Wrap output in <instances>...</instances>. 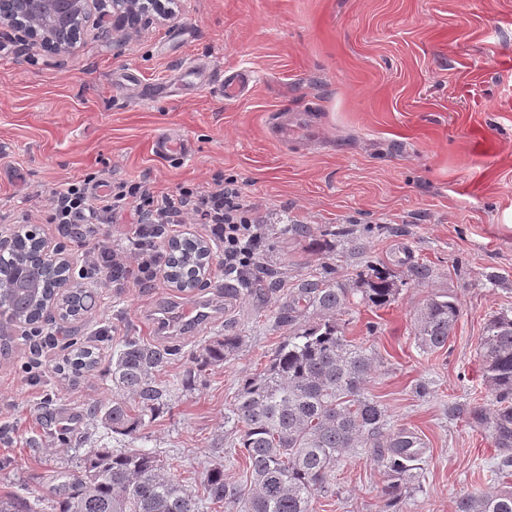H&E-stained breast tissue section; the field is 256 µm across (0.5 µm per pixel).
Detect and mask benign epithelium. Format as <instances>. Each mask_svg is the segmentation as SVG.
<instances>
[{"mask_svg": "<svg viewBox=\"0 0 512 512\" xmlns=\"http://www.w3.org/2000/svg\"><path fill=\"white\" fill-rule=\"evenodd\" d=\"M184 14L185 0H0V34L11 32L41 53L62 57L76 53L88 36L122 46L131 34ZM39 257L45 276L36 288L42 296L53 294L42 320L61 319L56 303L74 292L61 274L69 261L46 238L40 239ZM24 327L26 322L0 314V336H14Z\"/></svg>", "mask_w": 512, "mask_h": 512, "instance_id": "1", "label": "benign epithelium"}]
</instances>
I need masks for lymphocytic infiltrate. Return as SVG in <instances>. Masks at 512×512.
<instances>
[{
	"mask_svg": "<svg viewBox=\"0 0 512 512\" xmlns=\"http://www.w3.org/2000/svg\"><path fill=\"white\" fill-rule=\"evenodd\" d=\"M130 197L135 198V206H127ZM126 209L133 220L126 249L112 248L102 240L88 254L90 269L107 272L119 285L140 288L156 281L169 259L159 241L187 214L197 215L211 238L220 244V263L228 274L252 270L267 237L265 224L245 203L233 179L207 194L182 186L176 192L157 196L135 184L113 193L111 202L103 206L94 202L85 184L69 183L55 190L46 221L62 226L71 238L83 242L96 228L111 223L113 214Z\"/></svg>",
	"mask_w": 512,
	"mask_h": 512,
	"instance_id": "lymphocytic-infiltrate-1",
	"label": "lymphocytic infiltrate"
}]
</instances>
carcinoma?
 I'll return each mask as SVG.
<instances>
[{
    "label": "carcinoma",
    "instance_id": "1",
    "mask_svg": "<svg viewBox=\"0 0 512 512\" xmlns=\"http://www.w3.org/2000/svg\"><path fill=\"white\" fill-rule=\"evenodd\" d=\"M37 251L35 235L16 236L14 248L0 265L20 273L24 258ZM196 245L178 246L174 276L202 283V273L188 268ZM402 281L376 266L353 286L322 276L303 281L291 295L278 323L288 336L274 352L265 372L244 381L231 418L238 427V445L246 462L247 484L224 479V468L206 472L201 491L193 493L175 479L157 455L133 448H85L75 468L59 467L37 478L38 495L1 496L0 512H203L222 504L229 512H311L320 494H336L331 476L353 448L371 447V457L385 478L384 496L393 503L412 489L421 470L420 449L402 430L388 444L381 442L385 410L362 394L374 357L344 336L338 316L355 303L381 308L395 301ZM76 317L92 310L95 295L79 288ZM318 320L301 325L307 309ZM0 309L20 318L38 317L41 302L19 288L0 294ZM461 316L453 298L431 294L415 318V335L426 351L442 349ZM241 337L227 333L203 348L206 365H221L235 355ZM483 376L496 393L497 409L488 430L502 454L494 473L512 474V316L488 319L479 343ZM168 351L130 338L112 357V386L122 398L108 406L93 404L88 417L114 434L132 436L144 426L147 413L160 406L166 389L154 373L168 363ZM67 362L77 373H92L98 356L78 347ZM455 512H512V489L461 497Z\"/></svg>",
    "mask_w": 512,
    "mask_h": 512
}]
</instances>
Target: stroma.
<instances>
[{"label":"stroma","mask_w":512,"mask_h":512,"mask_svg":"<svg viewBox=\"0 0 512 512\" xmlns=\"http://www.w3.org/2000/svg\"><path fill=\"white\" fill-rule=\"evenodd\" d=\"M242 68L256 84L224 97L225 75ZM271 113L293 124L287 140L268 134ZM160 138L185 149L157 154ZM89 176L158 192L237 180L267 226L259 262L286 288L266 298L231 289L216 263L186 290L161 278L150 288L81 279L96 308L14 337L0 359V496H32V476L74 465L83 435L155 452L192 490L214 465L243 481L232 405L287 335L276 316L288 290L312 275L351 285L372 263L403 280L400 294L382 309L352 305L340 325L375 358L363 393L385 410V439L406 429L422 440L423 475L389 504L382 473L354 450L314 512H454L464 494L505 488L478 420L497 406L479 343L489 316L512 313V0H190L181 19L119 51L90 38L61 60L7 43L0 234L29 225L83 269L82 248L44 217L55 189ZM293 224L311 237L292 235ZM337 228L346 236L320 249L317 238ZM421 263L428 278L409 280ZM434 293L462 315L431 353L414 319ZM195 306L206 319L186 321ZM229 327L242 338L237 353L202 365L203 346ZM132 336L171 360L158 377L164 404L127 438L90 426L87 408L117 399L112 356ZM72 339L95 347L97 372L68 368Z\"/></svg>","instance_id":"35a3bbf8"}]
</instances>
